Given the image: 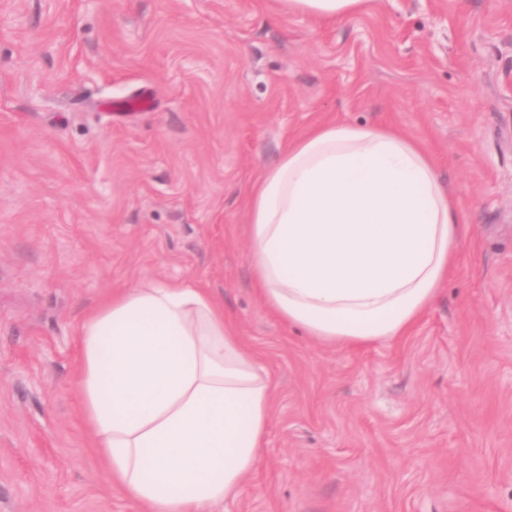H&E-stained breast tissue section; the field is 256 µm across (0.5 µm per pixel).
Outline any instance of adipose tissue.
I'll use <instances>...</instances> for the list:
<instances>
[{"label": "adipose tissue", "mask_w": 512, "mask_h": 512, "mask_svg": "<svg viewBox=\"0 0 512 512\" xmlns=\"http://www.w3.org/2000/svg\"><path fill=\"white\" fill-rule=\"evenodd\" d=\"M369 0H279L351 17ZM255 289L289 326L363 348L408 335L448 277L458 206L431 157L384 126L323 124L248 194ZM79 410L110 483L148 512H215L260 462L273 384L207 289L126 288L82 320Z\"/></svg>", "instance_id": "adipose-tissue-1"}]
</instances>
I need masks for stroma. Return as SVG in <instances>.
I'll use <instances>...</instances> for the list:
<instances>
[{
  "instance_id": "35a3bbf8",
  "label": "stroma",
  "mask_w": 512,
  "mask_h": 512,
  "mask_svg": "<svg viewBox=\"0 0 512 512\" xmlns=\"http://www.w3.org/2000/svg\"><path fill=\"white\" fill-rule=\"evenodd\" d=\"M321 123L418 140L465 228L420 324L357 350L254 291L248 192ZM168 281L274 383L220 512H512V0H0V512H142L78 415L77 333ZM288 14L301 13L322 21L351 17L366 10L370 0H278Z\"/></svg>"
}]
</instances>
